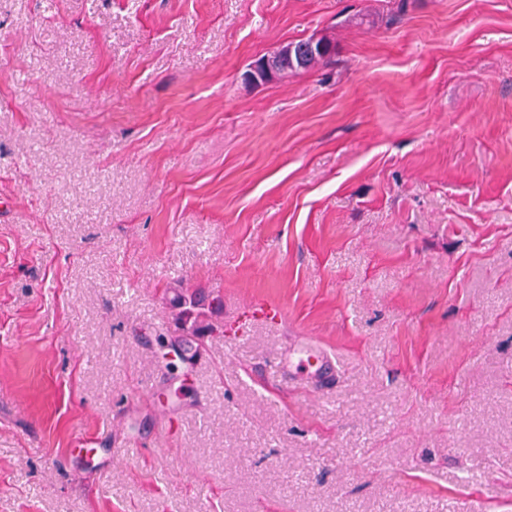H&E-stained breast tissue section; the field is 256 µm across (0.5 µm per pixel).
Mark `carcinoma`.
Segmentation results:
<instances>
[{
  "mask_svg": "<svg viewBox=\"0 0 512 512\" xmlns=\"http://www.w3.org/2000/svg\"><path fill=\"white\" fill-rule=\"evenodd\" d=\"M321 42L324 43V50L317 55L309 52L306 40L288 44L292 61L288 62V68L282 70L279 76L284 78L329 64L335 55V45L325 38ZM167 301L173 326L168 331V339L177 340L186 353L185 360H192L199 355L205 338L224 334V322L221 320L224 301L220 296L200 288L191 290L175 284L167 289Z\"/></svg>",
  "mask_w": 512,
  "mask_h": 512,
  "instance_id": "cac0c4a2",
  "label": "carcinoma"
}]
</instances>
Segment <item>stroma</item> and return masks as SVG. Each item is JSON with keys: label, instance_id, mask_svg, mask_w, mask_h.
Segmentation results:
<instances>
[{"label": "stroma", "instance_id": "obj_1", "mask_svg": "<svg viewBox=\"0 0 512 512\" xmlns=\"http://www.w3.org/2000/svg\"><path fill=\"white\" fill-rule=\"evenodd\" d=\"M0 512H512V0H0ZM308 40L310 47H312L315 52L316 45L319 41V38L317 37H311L306 40L289 43L288 46L284 45L280 48V52L282 54L291 53L293 58V61H289L288 59V68L279 73L275 61L270 57H266L253 65L251 72L252 79L255 81H266L276 77L278 73L279 76H281L280 78H284L288 77V74L309 71L320 65L329 64L335 55V45H333L328 39L320 38V41L324 43V50L322 53L312 55L308 50ZM167 301L170 309L172 330L167 338L160 341L164 358L169 362L175 359L192 360L199 355L205 338L220 336L224 333V322L220 319L224 309L223 299L206 293L200 288L191 290L175 284L167 289ZM170 339V340H169ZM171 339L177 340L178 344ZM331 356L319 345L302 341L290 355L288 362H281V369L293 374H304L310 378H319L328 374L331 369Z\"/></svg>", "mask_w": 512, "mask_h": 512}]
</instances>
